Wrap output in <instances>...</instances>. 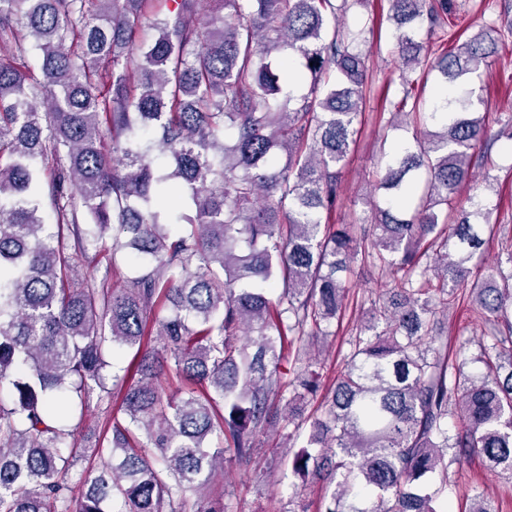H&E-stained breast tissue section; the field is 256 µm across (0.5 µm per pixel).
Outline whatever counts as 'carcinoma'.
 Instances as JSON below:
<instances>
[{"instance_id": "1", "label": "carcinoma", "mask_w": 512, "mask_h": 512, "mask_svg": "<svg viewBox=\"0 0 512 512\" xmlns=\"http://www.w3.org/2000/svg\"><path fill=\"white\" fill-rule=\"evenodd\" d=\"M174 2L159 16L154 0H0V40L42 55L35 81L0 62V512H224L206 496L224 453L250 459L280 414L300 434L355 263L391 275L390 301L371 302L303 444L269 453L335 486L322 512H443L448 468L475 453L512 475V269L470 288L483 372L448 365L439 332L491 226L482 195L457 199L497 141L474 78L502 30L450 49L447 0H390V128L441 130L383 154L375 222L336 224L369 67L366 30L327 15L361 0ZM426 69L451 92L427 110ZM305 73L307 93L286 89ZM109 232L142 266L118 289L74 264ZM152 317L161 354L144 349ZM124 352L137 381L109 388ZM115 389L124 417L76 481L71 421Z\"/></svg>"}]
</instances>
